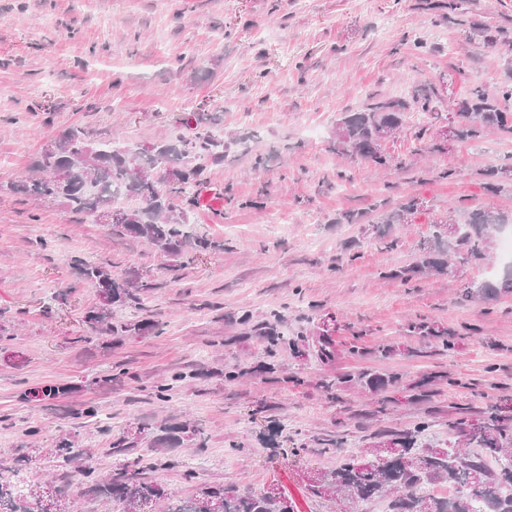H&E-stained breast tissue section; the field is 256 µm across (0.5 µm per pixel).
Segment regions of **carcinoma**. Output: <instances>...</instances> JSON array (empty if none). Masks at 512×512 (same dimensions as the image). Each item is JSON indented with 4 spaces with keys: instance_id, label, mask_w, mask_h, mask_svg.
Instances as JSON below:
<instances>
[{
    "instance_id": "cac0c4a2",
    "label": "carcinoma",
    "mask_w": 512,
    "mask_h": 512,
    "mask_svg": "<svg viewBox=\"0 0 512 512\" xmlns=\"http://www.w3.org/2000/svg\"><path fill=\"white\" fill-rule=\"evenodd\" d=\"M504 32L474 22L470 37L486 45L501 39ZM506 81L497 91L481 86L470 89L469 95L455 103L453 119L456 140L479 141L487 132L498 130L512 134V113L505 104L512 100V59L504 60ZM406 100L373 99L363 109L345 112L336 123V152L360 158L381 169L399 168L402 161L383 151L380 132L389 135L400 131L411 109ZM61 150L54 155L39 153L32 165L33 175L13 181L8 189L44 201H63L77 212L99 218L110 208L121 216L111 224L112 234L132 239H144L161 252L187 259L192 249L204 247L203 239H193L183 230L184 210L174 204V198L184 197L187 205L198 204V193L187 192L195 182L206 160L224 157V140L202 129L190 138L172 142L161 141L150 150L138 151L118 146L112 141H90L81 128H73L60 138ZM87 145L93 153L86 158L73 156V149ZM171 165L168 173L174 182L156 177L161 165ZM509 167L492 170L494 181L487 183L493 194L512 192V180L501 178ZM417 209L410 201L381 217L383 224H406ZM457 224L461 232L448 238L443 225H434L432 237L424 248L422 259L415 265L393 272L394 278L408 282L423 272L438 273L448 267L449 259L465 264L487 258L495 245L500 228L512 223V215L491 209L468 212L451 211L446 220ZM85 280L96 290L98 303L85 316L93 329L110 336L119 330L143 336L160 333L149 321L115 325L112 313L136 298L145 284L112 273L104 266L81 263ZM502 294H512V268L508 267L495 281L470 282L463 288L466 301L482 300ZM358 378L374 390L385 391L397 382L395 376L363 372L336 377L335 387ZM66 391L60 384L26 389L18 395L24 402L35 397L52 400ZM420 423L388 435L392 444L389 452L378 453L377 444L349 452L333 469L319 470L321 484L308 488L317 497L328 498L334 492L349 502L379 499L386 502L388 512H479L476 505L488 507L487 512H512V415L492 413L478 425L465 418L448 421V430L465 448H434L418 445L417 433L425 429ZM189 432L188 424L172 426L153 440L151 451L161 453L176 447L182 435ZM475 452L470 453L468 449ZM51 453L65 464L77 466L81 484L102 500L123 505V512H154L163 504V512H295L296 502L285 496L273 503L260 492L241 491L236 487L204 485L191 497L164 500V494L143 473L140 459H126L104 475L93 463L92 454L76 446L70 435H61ZM448 484L453 495L444 497L428 492L434 484ZM0 512H42V487L22 489L0 480Z\"/></svg>"
}]
</instances>
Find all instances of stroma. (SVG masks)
Returning <instances> with one entry per match:
<instances>
[{"label": "stroma", "mask_w": 512, "mask_h": 512, "mask_svg": "<svg viewBox=\"0 0 512 512\" xmlns=\"http://www.w3.org/2000/svg\"><path fill=\"white\" fill-rule=\"evenodd\" d=\"M443 2L0 0V182L74 127L144 149L200 129L224 140L187 215L213 247L179 268L63 203L0 192V462L17 479L63 488L71 512H122L58 470L56 438L92 446L106 473L188 421L199 438L165 449L148 473L167 496L274 483L298 512H340L309 494L305 472L421 422L424 442L444 444L449 419L512 404V294L459 299L465 283L502 274L498 254L406 283L389 275L416 261L449 209L512 212L511 192L485 189L512 162V138L433 148L454 100L504 80L512 0H467L469 17L507 32L492 49L469 41ZM416 88L434 90V112L384 144L404 169L337 153L342 113ZM411 198V223H380ZM82 260L145 282L116 319L151 321L160 335L94 333ZM418 323L449 332L450 347L411 333ZM325 326L331 362L315 348ZM361 372L401 382L328 387ZM50 383L70 391L19 400ZM89 406L96 418L82 416Z\"/></svg>", "instance_id": "obj_1"}]
</instances>
